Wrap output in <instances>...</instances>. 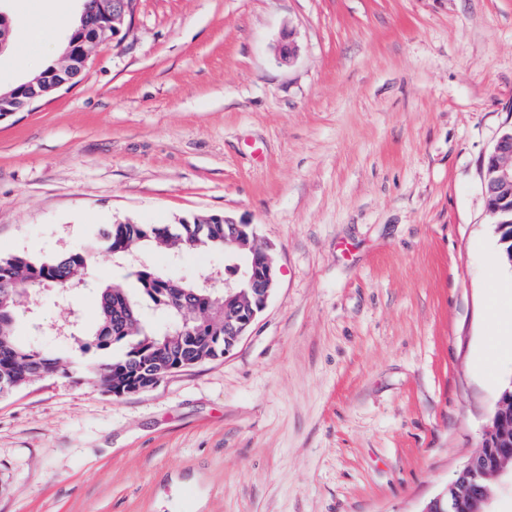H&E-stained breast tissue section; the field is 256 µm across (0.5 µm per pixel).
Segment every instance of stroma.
<instances>
[{
	"label": "stroma",
	"instance_id": "35a3bbf8",
	"mask_svg": "<svg viewBox=\"0 0 512 512\" xmlns=\"http://www.w3.org/2000/svg\"><path fill=\"white\" fill-rule=\"evenodd\" d=\"M78 3L0 10L54 60ZM511 125L512 0H137L86 79L0 120V256L226 214L273 245L277 286L230 354L123 397L71 380L104 360L71 337L99 285L223 252H103L93 283L31 297L19 341L71 373L0 395V512H181L186 489L195 512H421L512 376L511 350L479 360L483 161Z\"/></svg>",
	"mask_w": 512,
	"mask_h": 512
}]
</instances>
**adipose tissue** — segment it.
Returning a JSON list of instances; mask_svg holds the SVG:
<instances>
[{
	"mask_svg": "<svg viewBox=\"0 0 512 512\" xmlns=\"http://www.w3.org/2000/svg\"><path fill=\"white\" fill-rule=\"evenodd\" d=\"M486 313L491 323L488 353L496 356L512 347V280L502 278L493 260L486 273Z\"/></svg>",
	"mask_w": 512,
	"mask_h": 512,
	"instance_id": "adipose-tissue-1",
	"label": "adipose tissue"
}]
</instances>
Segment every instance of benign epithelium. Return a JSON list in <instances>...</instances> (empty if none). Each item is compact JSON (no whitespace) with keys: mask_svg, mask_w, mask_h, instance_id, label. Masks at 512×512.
<instances>
[{"mask_svg":"<svg viewBox=\"0 0 512 512\" xmlns=\"http://www.w3.org/2000/svg\"><path fill=\"white\" fill-rule=\"evenodd\" d=\"M135 0H84L78 29L68 36L62 55L64 68L86 76L93 49L117 39L130 28ZM298 52L293 34L283 35L277 57L291 63ZM73 81L62 80L57 72H45L25 82L16 91L0 95V120L21 112L56 93ZM483 184L488 212L492 215L505 205L512 206V128L501 133L483 165ZM217 222L228 229L224 235V272L202 277L207 286L224 284V297L210 301L211 311L224 313V354H229L246 336L272 295L277 272L270 247L265 245L252 261H243L239 251L257 240L254 228L239 224L228 215L201 217L200 224ZM163 379L157 371L135 372L112 378V395L122 397L154 388ZM512 377L503 383L496 400L491 423L482 435L480 451L466 461L455 478L425 506L423 512H456L463 503L468 512H487L491 502L489 484L512 469Z\"/></svg>","mask_w":512,"mask_h":512,"instance_id":"obj_1","label":"benign epithelium"}]
</instances>
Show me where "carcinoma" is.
<instances>
[{
  "label": "carcinoma",
  "mask_w": 512,
  "mask_h": 512,
  "mask_svg": "<svg viewBox=\"0 0 512 512\" xmlns=\"http://www.w3.org/2000/svg\"><path fill=\"white\" fill-rule=\"evenodd\" d=\"M143 248L194 251L200 248L224 249V225L199 224L181 220L177 224H112L106 230L91 232L77 251L52 259H36L25 253L0 257V394L28 385L46 375L69 374L68 358L48 356L16 340V322L23 297L46 288L70 289L86 283L101 252L122 260L129 252ZM139 295L119 285H105L101 291L100 315L96 327L85 337L75 339L78 348L99 350L118 347L122 353L105 364L94 365L78 380H91L103 391L112 387V370L138 369L146 363L159 368H177L183 359L199 363L224 355V318L211 315L206 336L174 342L163 332L147 327L142 301L151 303L161 316L171 315L190 328L200 320L178 308L175 280L152 265L133 272Z\"/></svg>",
  "instance_id": "carcinoma-1"
}]
</instances>
